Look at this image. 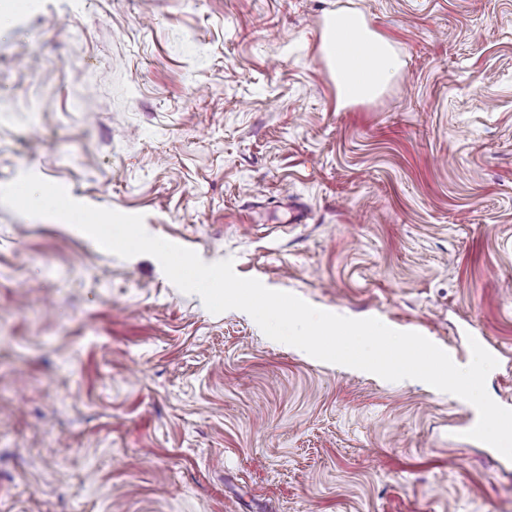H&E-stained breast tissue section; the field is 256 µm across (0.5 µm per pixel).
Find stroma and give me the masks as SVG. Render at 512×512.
Masks as SVG:
<instances>
[{
    "mask_svg": "<svg viewBox=\"0 0 512 512\" xmlns=\"http://www.w3.org/2000/svg\"><path fill=\"white\" fill-rule=\"evenodd\" d=\"M340 10L402 61L373 103H336ZM26 172L459 361L485 337L512 409V0H13L0 186ZM477 416L0 204V512H512Z\"/></svg>",
    "mask_w": 512,
    "mask_h": 512,
    "instance_id": "stroma-1",
    "label": "stroma"
}]
</instances>
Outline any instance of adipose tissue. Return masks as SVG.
Here are the masks:
<instances>
[{
  "label": "adipose tissue",
  "mask_w": 512,
  "mask_h": 512,
  "mask_svg": "<svg viewBox=\"0 0 512 512\" xmlns=\"http://www.w3.org/2000/svg\"><path fill=\"white\" fill-rule=\"evenodd\" d=\"M319 52L329 66L341 106L375 101L401 69L390 40L375 30L362 13L353 10L326 17Z\"/></svg>",
  "instance_id": "obj_1"
}]
</instances>
